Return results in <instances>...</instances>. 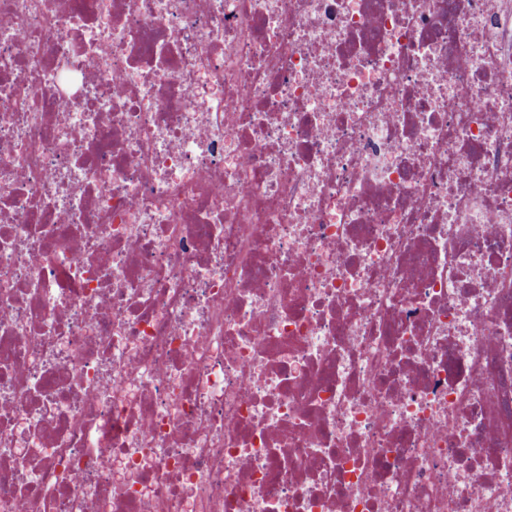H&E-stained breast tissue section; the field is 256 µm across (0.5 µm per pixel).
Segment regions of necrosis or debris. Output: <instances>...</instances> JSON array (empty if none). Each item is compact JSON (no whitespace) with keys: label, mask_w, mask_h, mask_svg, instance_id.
<instances>
[{"label":"necrosis or debris","mask_w":512,"mask_h":512,"mask_svg":"<svg viewBox=\"0 0 512 512\" xmlns=\"http://www.w3.org/2000/svg\"><path fill=\"white\" fill-rule=\"evenodd\" d=\"M0 512H512V0H0Z\"/></svg>","instance_id":"necrosis-or-debris-1"}]
</instances>
